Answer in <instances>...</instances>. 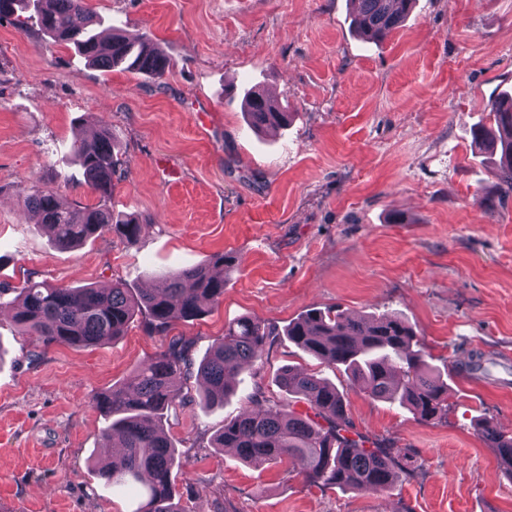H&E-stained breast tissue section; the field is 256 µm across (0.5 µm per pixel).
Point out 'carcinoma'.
I'll return each instance as SVG.
<instances>
[{
    "mask_svg": "<svg viewBox=\"0 0 512 512\" xmlns=\"http://www.w3.org/2000/svg\"><path fill=\"white\" fill-rule=\"evenodd\" d=\"M415 0H354L352 27L368 41H383L406 19ZM28 12L27 19L56 42L71 45L103 71L120 68L160 80L170 67L167 57L147 37L131 39L120 32L104 41L95 33L102 18L87 0H0V20ZM492 125L480 129L475 141L500 148L497 179L504 196L512 195V94L505 91L488 103ZM244 109L256 130L286 125L282 111L257 90L248 92ZM77 159L86 185L98 205L66 206L51 190L36 189L30 208L41 217L55 243L74 248L105 233L129 241L143 225L107 207L125 170L114 152L112 134L76 142ZM236 258L216 253L203 265L162 276L154 287L139 291L123 282L108 288L69 287L29 279L11 301L13 320L46 345L88 347L123 335L138 315L146 328L163 331L174 321H193L205 304L224 298V278L211 268L229 269ZM288 340L329 365L343 366L364 384L373 398L396 401L424 421L448 415V384L424 358L412 327L400 316L351 317L336 309L310 310L288 324ZM276 336L275 329L251 317L224 327V338L212 344L199 363L189 357V345L174 340L127 379L99 393L94 407L108 420L105 436L121 452L96 462L99 476L112 484L142 481L145 501L139 512H182L173 485L179 467L175 446L163 427L169 413L187 404L178 387L180 376L196 374L201 403L222 404L235 376L255 362ZM282 396H251L253 408L224 421L215 447L232 451L243 463L259 468L283 461L304 464L300 475L311 486L342 490L388 489L410 474L411 459L400 451L349 435L350 422L343 394L335 385L307 372L283 367L275 379ZM306 404L299 412L292 400ZM481 437L496 448L500 464L512 474V435L490 421L479 425Z\"/></svg>",
    "mask_w": 512,
    "mask_h": 512,
    "instance_id": "cac0c4a2",
    "label": "carcinoma"
}]
</instances>
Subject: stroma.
I'll use <instances>...</instances> for the list:
<instances>
[{"label": "stroma", "instance_id": "35a3bbf8", "mask_svg": "<svg viewBox=\"0 0 512 512\" xmlns=\"http://www.w3.org/2000/svg\"><path fill=\"white\" fill-rule=\"evenodd\" d=\"M131 38L150 37L162 81L98 70L35 25L0 21V287L28 278L100 287L230 252L224 298L198 320L148 333L136 319L93 347L44 345L0 309V503L16 512H136L139 483L106 485L94 395L181 338L200 361L229 321L277 331L224 405L192 401L165 425L182 458L186 512H512V476L475 429L512 433V197L475 144L488 103L512 91V0H417L384 42L353 31L352 0H88ZM257 87L293 114L260 134L243 110ZM110 129L127 171L114 212L143 226L76 249L55 245L32 188L96 204L76 137ZM397 314L448 383V416L423 421L368 395L343 367L284 335L311 309ZM482 359L487 373L464 366ZM286 365L336 384L352 432L400 448L414 471L393 488L321 489L212 446L255 390L278 395Z\"/></svg>", "mask_w": 512, "mask_h": 512}]
</instances>
